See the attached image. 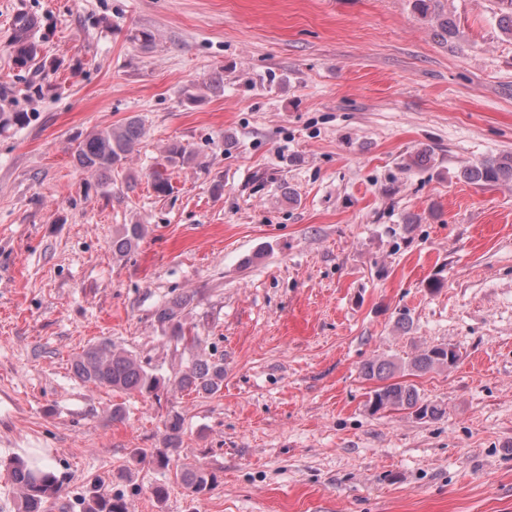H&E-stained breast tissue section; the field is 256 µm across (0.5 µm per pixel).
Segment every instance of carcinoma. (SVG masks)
Here are the masks:
<instances>
[{"label":"carcinoma","mask_w":512,"mask_h":512,"mask_svg":"<svg viewBox=\"0 0 512 512\" xmlns=\"http://www.w3.org/2000/svg\"><path fill=\"white\" fill-rule=\"evenodd\" d=\"M35 26V20L26 16L19 17L15 22L9 47L21 65L37 57V44L32 40ZM28 120L26 112L0 111V132L12 126L24 125ZM142 134V119L138 116L129 118L122 126L93 132L75 147L77 165L106 182L112 170L124 164ZM194 159L195 151L188 145L172 142L166 146L162 162L149 174L153 191L165 196L171 190L169 178L164 176L160 167L183 166ZM463 177L472 183L485 185L512 180V155L469 166L463 170ZM144 234L142 224L124 225L112 238V255L116 258L126 256ZM192 302V295L180 296L158 307L154 314L165 342L181 345L191 352V358L173 381H167L126 351L103 343L89 346L73 361V374L84 383L157 399L170 383L183 392L198 396H213L220 392L224 386V362L203 358L200 337L190 335L186 326V312ZM457 360L458 354L453 348L440 344L424 348L404 363L392 359L368 360L362 364L360 373L367 380H387L398 370L427 373L451 367ZM365 407L373 415L393 409L410 410L419 419H438L446 413L442 405L422 401L417 388L407 382L390 383L372 390ZM182 430L181 415L176 412L168 414L164 421V447L138 448L136 456L142 460L149 458L160 468L168 467L170 456L180 447ZM9 467L12 481L21 493L18 512H41L43 504L59 495L63 488L64 478L49 464L40 465L15 457L10 460ZM180 480L196 500L215 483L212 473L195 465L181 468ZM84 512H129V508L123 497L95 491L88 499Z\"/></svg>","instance_id":"obj_1"}]
</instances>
